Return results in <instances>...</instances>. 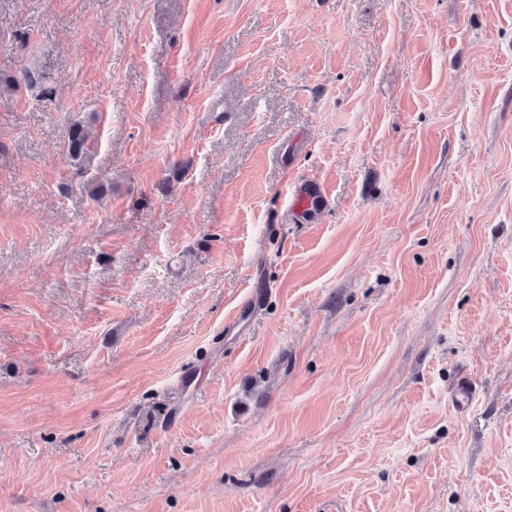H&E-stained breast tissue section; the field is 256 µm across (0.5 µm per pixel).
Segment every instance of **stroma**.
<instances>
[{
    "label": "stroma",
    "instance_id": "stroma-1",
    "mask_svg": "<svg viewBox=\"0 0 512 512\" xmlns=\"http://www.w3.org/2000/svg\"><path fill=\"white\" fill-rule=\"evenodd\" d=\"M0 512H512V0H0ZM88 137L85 133V129L81 123H74L71 126L69 139H68V154L71 159L78 161L81 158L86 157L89 152L87 145ZM294 204L302 210H313L325 203V197L317 183L309 182L292 189Z\"/></svg>",
    "mask_w": 512,
    "mask_h": 512
}]
</instances>
